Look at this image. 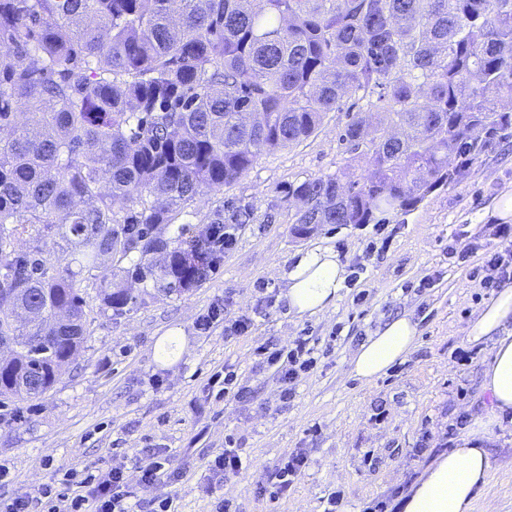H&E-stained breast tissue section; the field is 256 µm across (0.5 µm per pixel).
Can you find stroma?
<instances>
[{"label":"stroma","mask_w":512,"mask_h":512,"mask_svg":"<svg viewBox=\"0 0 512 512\" xmlns=\"http://www.w3.org/2000/svg\"><path fill=\"white\" fill-rule=\"evenodd\" d=\"M340 105L308 140L263 153L238 180L197 196L163 227L166 237L182 224L199 233L217 208L253 211L251 223L237 226L219 267L192 290L169 295L136 282L138 304L116 315L102 311L94 281L83 283L89 326L82 351L50 392L23 403L21 426L0 427V497L59 484L109 459L131 467L142 449L158 446L169 449L172 468L184 476L153 491L134 487L135 496L172 495L177 512H211L198 475L211 455L237 448L251 464L224 488L237 512H323L334 491L344 512H365L376 498L410 491L442 456L438 436L449 424L490 414L483 387L489 350L469 345L466 328L493 295L469 275L480 255L454 262L448 246L459 235L495 248L487 210L512 189V139L409 212L384 214L377 224H321L298 238L289 224L293 204L284 198L289 185L327 175L360 181L373 165L368 147L354 150L339 139L350 115L377 124L373 98L350 92ZM315 246L336 251L348 280L334 307L299 319L280 297L279 273L293 254ZM428 278L434 287H422ZM216 306L226 319L251 317L250 331L228 337L218 321L201 332L198 319ZM402 316L417 325L414 347L385 376L363 383L352 371L355 352ZM170 332L184 337L186 349L167 364L155 345ZM301 338L319 361L284 405L276 375L254 350L268 340L290 345ZM461 349L468 360H458ZM223 368L236 371L249 392L245 400L211 396L208 380ZM485 448L491 475L473 512H512V417L495 427ZM297 450L306 452L309 466L288 494L259 495L258 484Z\"/></svg>","instance_id":"obj_1"}]
</instances>
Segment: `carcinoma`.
<instances>
[{"instance_id": "cac0c4a2", "label": "carcinoma", "mask_w": 512, "mask_h": 512, "mask_svg": "<svg viewBox=\"0 0 512 512\" xmlns=\"http://www.w3.org/2000/svg\"><path fill=\"white\" fill-rule=\"evenodd\" d=\"M350 89L377 94L373 171L289 186L297 236L409 211L512 137V0H0V424L82 348L101 258L137 254L127 275L167 294L202 282L224 249L159 226L310 138ZM361 123L342 134L355 149ZM100 297L136 303L120 281Z\"/></svg>"}]
</instances>
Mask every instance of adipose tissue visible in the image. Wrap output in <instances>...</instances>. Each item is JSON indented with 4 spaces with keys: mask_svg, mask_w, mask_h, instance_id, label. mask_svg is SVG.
Segmentation results:
<instances>
[{
    "mask_svg": "<svg viewBox=\"0 0 512 512\" xmlns=\"http://www.w3.org/2000/svg\"><path fill=\"white\" fill-rule=\"evenodd\" d=\"M282 298L297 317L314 315L335 306L347 281V270L336 252L314 247L294 254L282 270ZM418 329L408 317L385 324L355 354L353 372L364 383L385 375L413 347ZM469 343L490 348L483 385L491 394L492 412L474 422L462 445L430 466L402 504L404 512H472L479 491L490 477L484 447L493 428L512 415V285L502 288L470 322Z\"/></svg>",
    "mask_w": 512,
    "mask_h": 512,
    "instance_id": "1",
    "label": "adipose tissue"
}]
</instances>
